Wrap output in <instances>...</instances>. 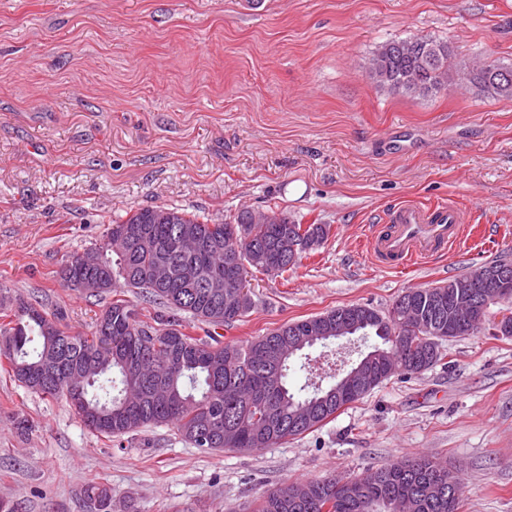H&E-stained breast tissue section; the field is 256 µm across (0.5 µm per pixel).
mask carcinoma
Masks as SVG:
<instances>
[{
  "instance_id": "1",
  "label": "carcinoma",
  "mask_w": 512,
  "mask_h": 512,
  "mask_svg": "<svg viewBox=\"0 0 512 512\" xmlns=\"http://www.w3.org/2000/svg\"><path fill=\"white\" fill-rule=\"evenodd\" d=\"M446 42L423 38L391 40L374 52L369 77L392 94H439L452 86L481 96L512 99V65L486 61L479 65L452 60ZM244 228L251 240L233 238L232 228ZM301 224L284 213L270 215L242 210L228 220H215L156 206L139 208L119 221H109L101 246L112 269V287L85 292L103 299L118 288L140 290L147 304L142 320L134 305L112 298L90 332L66 323L62 307L49 308L0 288V361L7 362L19 386L42 396L71 398L70 386L83 378V404L76 413L90 432L118 442L142 429L170 426L186 443L203 450L249 449L259 440L272 446L301 435L335 417L365 394L351 387L336 400L332 383L309 396L288 388V344L316 329L336 327V310L289 323L245 344L225 343L219 330L230 327L253 307L237 288L225 283L229 254L235 270L249 267L270 273L288 271L297 260L283 258L280 249ZM213 241L210 254L183 252L179 243ZM195 280L186 281V267ZM103 273L87 262L64 261L57 275L69 284L74 278L93 279ZM455 289L446 285L419 288L414 296V322L435 330L448 326L459 313L450 306ZM207 326L204 336L186 332L179 314ZM351 321L371 323L356 333L381 339L373 351L377 384L388 379L387 369L404 376L418 375L443 360L440 350L421 351L413 336L396 344L372 308L351 305ZM439 461L418 456L386 464L373 480L335 477L307 482H283L268 490L255 512H459L461 486L441 482ZM86 512H112V489L92 483L81 490Z\"/></svg>"
}]
</instances>
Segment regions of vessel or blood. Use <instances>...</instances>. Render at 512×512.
<instances>
[{
  "instance_id": "vessel-or-blood-1",
  "label": "vessel or blood",
  "mask_w": 512,
  "mask_h": 512,
  "mask_svg": "<svg viewBox=\"0 0 512 512\" xmlns=\"http://www.w3.org/2000/svg\"><path fill=\"white\" fill-rule=\"evenodd\" d=\"M464 213L451 200L430 206L401 204L390 209L367 237L368 251L383 266L406 269L442 253L460 237Z\"/></svg>"
}]
</instances>
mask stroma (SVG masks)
I'll use <instances>...</instances> for the list:
<instances>
[{
    "instance_id": "35a3bbf8",
    "label": "stroma",
    "mask_w": 512,
    "mask_h": 512,
    "mask_svg": "<svg viewBox=\"0 0 512 512\" xmlns=\"http://www.w3.org/2000/svg\"><path fill=\"white\" fill-rule=\"evenodd\" d=\"M416 37L512 64V0H0V284L89 331L104 304L59 268L103 242L105 218L153 206L223 219L272 207L329 225L288 271L249 273L255 306L224 330L237 344L350 304L384 313L407 289L512 262V99L381 91L373 53ZM448 198L468 229L444 259L372 262L369 225ZM372 344L304 350L290 387L309 388V359L335 353L345 370ZM442 351L421 375H393L253 451H204L166 426L116 443L0 368V499L82 512L81 489L99 482L113 512H253L285 481L434 456L461 479L460 512H512V337L487 323Z\"/></svg>"
}]
</instances>
